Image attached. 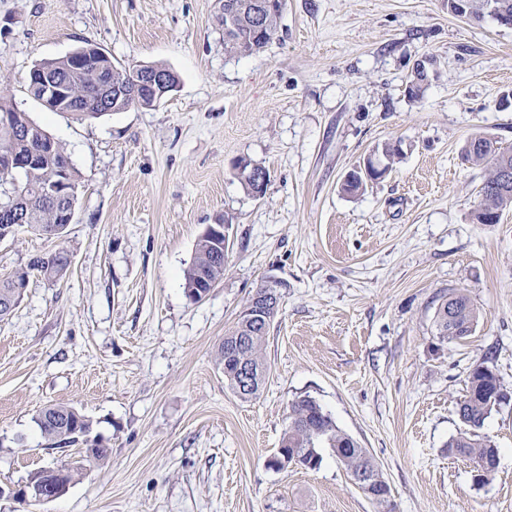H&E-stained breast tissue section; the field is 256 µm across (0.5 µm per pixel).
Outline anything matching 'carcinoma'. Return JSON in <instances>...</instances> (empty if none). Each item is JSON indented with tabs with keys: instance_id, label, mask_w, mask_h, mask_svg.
I'll list each match as a JSON object with an SVG mask.
<instances>
[{
	"instance_id": "obj_1",
	"label": "carcinoma",
	"mask_w": 512,
	"mask_h": 512,
	"mask_svg": "<svg viewBox=\"0 0 512 512\" xmlns=\"http://www.w3.org/2000/svg\"><path fill=\"white\" fill-rule=\"evenodd\" d=\"M233 0H224V6L217 15L219 26L233 24L237 33L224 38V52L232 56H250L261 52L278 34L282 10H271L264 22L263 35L253 30L248 17L240 14L228 18L227 5ZM475 8L466 16L471 22H480L487 17L493 19L502 14L512 16V0H475ZM43 67L51 73L68 76L66 94L57 103L59 111H66L71 103L80 102L84 112H75L77 120L99 119L105 113L99 111L93 92L97 82L98 61L86 59L78 62L68 55L43 62ZM10 115L11 124L0 126V151L12 149L21 155L36 154L39 166L21 174L4 175L0 172V209H16L25 217V225L43 234L52 233L58 223V206L51 199L48 188L61 174H66L69 186L79 188L78 172L64 147L54 141L39 125L31 121L27 113L21 112L4 95L0 87V113ZM378 167L368 168L367 174L352 172L343 182L342 189L355 193L363 188L368 180L383 176L401 156L399 146L386 143L375 153ZM461 158L470 165L484 166L487 174L479 190L475 205V219L479 224L489 219L500 218L504 210L512 207V184L503 186L499 182L501 168L512 169V150H504L498 141L487 134L473 135L464 145ZM218 240L210 232L198 239L192 264L185 273L184 292L190 299L199 291V277L215 283L224 276V263L217 258ZM68 255L64 249L43 256L40 261L29 266L47 279L62 276L69 263L62 261ZM26 276H20V284H15L14 276L0 279V318L8 315L21 297V288L26 286ZM480 312L469 296L461 289L448 294L435 312V336L441 342H457L471 335L478 323ZM270 324L256 328L248 336V344L236 353L227 349V342L233 336L244 334L243 322L237 321L224 338L219 350V364L224 367V381L231 390H236L235 368L238 359L247 356L253 361L265 364L262 350L268 336ZM512 394L501 383L500 378L488 367L479 364L468 375L467 392L460 403V411L466 418V429L448 441V451L468 458L474 468L497 464L498 449L480 430L485 420L494 410L491 400L499 398L505 402ZM38 426L50 445L60 448L79 441L94 449V458L101 459L108 448L99 441L89 439L92 422L79 411L68 406H49L38 415ZM281 443L285 444L288 456L296 457L300 466L317 469L322 463L321 449L329 448L336 459L345 467L349 475L368 474L379 478V484L388 486L378 465L355 439L345 433L332 417L324 412L321 405L309 396H300L288 406V426Z\"/></svg>"
}]
</instances>
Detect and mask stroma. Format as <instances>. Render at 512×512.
<instances>
[{
  "mask_svg": "<svg viewBox=\"0 0 512 512\" xmlns=\"http://www.w3.org/2000/svg\"><path fill=\"white\" fill-rule=\"evenodd\" d=\"M218 0H0V81L79 172L63 237L0 240V278L59 248L66 275L31 273L0 320V512H381L330 449L318 469L267 461L288 406L310 396L367 448L393 512H512V401L482 428L499 450L489 481L446 444L467 376L489 366L512 392V208L472 211L483 168L461 161L478 132L512 149V28L468 22L448 0H286L260 53L230 56ZM90 44L113 63L162 64L180 86L160 104L79 121L28 92L31 68ZM432 60L420 99L407 87ZM402 156L356 195L348 171L384 143ZM263 166V197L236 163ZM229 223L224 276L198 302L184 274L207 225ZM282 302L259 395L226 385L218 348L253 290ZM480 311L469 338L439 342L443 295ZM51 404L92 422L51 449ZM82 462L62 497L13 493L39 469ZM37 421L41 433L50 441L51 447L61 448L62 445L69 446L81 440L89 448L87 458H92L94 453L97 460L108 453V449L98 440L89 439L92 422L75 408L61 405L43 408ZM90 448L96 449L92 453Z\"/></svg>",
  "mask_w": 512,
  "mask_h": 512,
  "instance_id": "1",
  "label": "stroma"
}]
</instances>
